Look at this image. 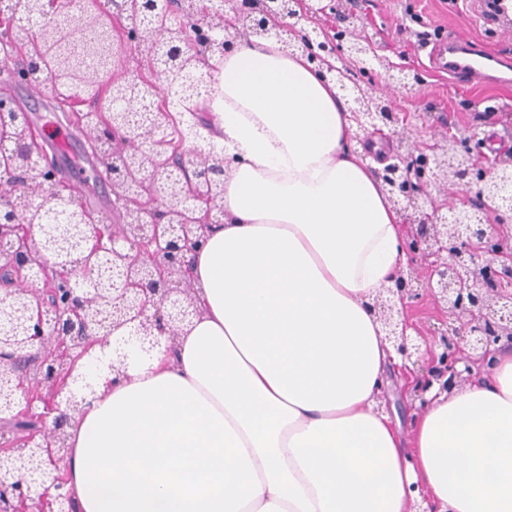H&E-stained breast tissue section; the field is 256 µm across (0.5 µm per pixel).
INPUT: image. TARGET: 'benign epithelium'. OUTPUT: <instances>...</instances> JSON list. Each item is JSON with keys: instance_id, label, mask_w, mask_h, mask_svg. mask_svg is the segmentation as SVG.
<instances>
[{"instance_id": "benign-epithelium-1", "label": "benign epithelium", "mask_w": 512, "mask_h": 512, "mask_svg": "<svg viewBox=\"0 0 512 512\" xmlns=\"http://www.w3.org/2000/svg\"><path fill=\"white\" fill-rule=\"evenodd\" d=\"M323 7L302 0H236V17L252 22V33H271L267 20L281 28H295L291 21L304 12L318 13ZM185 19L197 30L194 45L180 51L203 60L215 46L212 23L190 13ZM338 38L349 40L348 51L364 63L372 45L360 35V17L344 16ZM129 45L149 41L158 54L151 55L153 78L148 83H164L166 73L157 57H165L169 45L153 27H136L124 34ZM288 49L305 53L318 65L333 53L326 40H318L301 29ZM403 70L383 66L375 71L381 87L357 88L349 107L357 128L378 131L388 127L397 132L401 122L395 111L393 92L402 85ZM9 116L34 138L40 128L26 112L0 97V118ZM183 139L192 142L190 166L197 180L173 178L168 167L153 162L155 150L147 142L133 140L121 123L112 124V150L127 153L140 166L141 179L132 189L124 175L110 170L107 156H101L105 173L112 181L123 213L121 224H22L26 208L41 203L49 192L68 189L55 155H45V167L32 171L21 160L20 177L0 179V198L10 205L0 206V245L8 247L9 273L0 276V413L12 421L30 420V427L11 430L12 439L0 443V512H19L28 505L36 512H73V492L66 487L64 469L71 454L70 427L78 422L86 405L98 398L99 388L109 389L127 377L129 360L150 354L166 339V354L175 352L184 335L201 315L191 279L195 255L207 241V224L224 214L222 194L230 159L220 157L196 123L187 126ZM420 151L416 142L400 138L378 178L399 207L403 222L418 231L407 252L431 260L426 291L444 302L449 318L461 323L466 335L474 337L472 363L490 368L497 352L512 346V318L503 310L512 305V296L501 283L512 279V226L476 224L474 213L454 204L448 206L452 218H437L440 208L429 198L433 183L465 186L466 179L480 170L477 158L460 149L456 138H443ZM475 208L486 213L512 211V155L496 162L481 174ZM200 209L199 224H178L179 212ZM155 210L153 224L137 223L139 212ZM102 255L112 256V281L97 288L72 285V273L93 270ZM421 279L408 265L382 288L372 308L388 328L386 339L394 340L397 352L410 356L403 309L396 302L419 295L414 286ZM56 315L55 324L45 319L46 310ZM460 331L440 337L442 352L435 364L416 377V397L433 381L458 375ZM112 345V354L96 351V345ZM442 389L448 382L442 381ZM45 391L40 397L43 415L33 417L14 412L23 391ZM53 417L52 426L46 418Z\"/></svg>"}]
</instances>
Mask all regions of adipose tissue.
<instances>
[{"instance_id":"adipose-tissue-1","label":"adipose tissue","mask_w":512,"mask_h":512,"mask_svg":"<svg viewBox=\"0 0 512 512\" xmlns=\"http://www.w3.org/2000/svg\"><path fill=\"white\" fill-rule=\"evenodd\" d=\"M207 106L234 164L193 263L203 314L71 428L78 512H409L417 484L438 512H512L511 354L410 443L378 408L368 306L406 261L402 217L337 83L243 37Z\"/></svg>"}]
</instances>
